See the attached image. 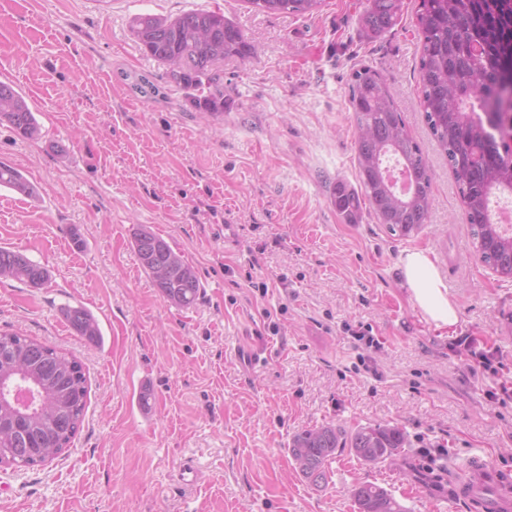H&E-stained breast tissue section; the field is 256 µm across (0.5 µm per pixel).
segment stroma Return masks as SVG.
<instances>
[{"label":"stroma","mask_w":512,"mask_h":512,"mask_svg":"<svg viewBox=\"0 0 512 512\" xmlns=\"http://www.w3.org/2000/svg\"><path fill=\"white\" fill-rule=\"evenodd\" d=\"M417 3L372 40L361 0L304 16L247 0H0V81L41 126L27 140L0 124V162L39 190L34 201L0 190V246L51 272L43 288L0 279V332L72 354L88 390L60 457L0 467V512H355L362 482L409 512H464L433 506L425 469L478 456L512 472V397L487 396L512 390V279L475 256L420 110ZM189 10L224 13L258 48L225 63L218 116L190 107L130 29L138 14ZM363 64L387 77L432 172L428 222L408 237L366 210L348 223L330 203L336 182L358 184L348 83ZM141 74L160 96L133 90ZM141 226L195 267L191 307L170 305L140 268L130 241ZM412 249L444 254L453 330L407 288L399 260ZM68 306L96 316L102 343L73 331ZM356 332L379 349L360 351ZM463 336L493 352L492 369L465 368L453 349ZM325 423L398 427L407 467L345 451L311 485L288 443Z\"/></svg>","instance_id":"stroma-1"}]
</instances>
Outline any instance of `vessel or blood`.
<instances>
[{
  "label": "vessel or blood",
  "mask_w": 512,
  "mask_h": 512,
  "mask_svg": "<svg viewBox=\"0 0 512 512\" xmlns=\"http://www.w3.org/2000/svg\"><path fill=\"white\" fill-rule=\"evenodd\" d=\"M447 500L464 502L469 512H512V476L477 462L451 478Z\"/></svg>",
  "instance_id": "obj_1"
}]
</instances>
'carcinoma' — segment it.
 <instances>
[{"mask_svg": "<svg viewBox=\"0 0 512 512\" xmlns=\"http://www.w3.org/2000/svg\"><path fill=\"white\" fill-rule=\"evenodd\" d=\"M324 0H246L269 14L317 12ZM405 0H363L360 22L378 38L399 22ZM417 28L422 35L418 77L420 107L441 147L464 206L465 218L481 261L494 272L512 275V232L494 222L493 199L512 195V155L483 117L497 112L503 94L512 90V0H419ZM136 41L149 57L169 68L190 90L192 107L224 111L220 67L226 60L246 62L256 47L224 14L189 11L175 18L141 14L131 21ZM349 105L356 125L360 190L336 184L333 208L347 221L366 202L378 223L402 236L426 224L432 173L420 145L408 132L387 78L362 65L349 83ZM0 122L20 137L35 139L39 122L23 95L0 82ZM0 189L36 190L17 168L0 164ZM131 246L140 267L172 305L195 304L200 280L194 266L163 238L147 228L134 233ZM0 278L42 288L49 271L18 250L0 247ZM64 316L80 336L98 343L102 332L85 308H68ZM0 379L28 386L56 413L44 415L27 406L26 416L4 397L0 386V458L28 457L34 466L56 458L74 439L86 407L82 363L34 338L0 334ZM404 447L401 431L390 425L362 427L351 433L325 424L295 433L289 454L301 476L314 486L326 481V465L336 451L348 450L367 464L395 461ZM357 512H407L388 489L371 482L351 490Z\"/></svg>", "mask_w": 512, "mask_h": 512, "instance_id": "carcinoma-1", "label": "carcinoma"}]
</instances>
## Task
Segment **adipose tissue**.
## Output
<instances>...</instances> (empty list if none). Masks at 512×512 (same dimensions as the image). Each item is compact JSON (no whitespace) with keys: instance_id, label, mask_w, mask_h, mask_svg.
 <instances>
[{"instance_id":"ef3b65f1","label":"adipose tissue","mask_w":512,"mask_h":512,"mask_svg":"<svg viewBox=\"0 0 512 512\" xmlns=\"http://www.w3.org/2000/svg\"><path fill=\"white\" fill-rule=\"evenodd\" d=\"M400 264L405 283L418 306L437 327L452 329L458 322L457 311L428 254L422 250L406 251Z\"/></svg>"}]
</instances>
